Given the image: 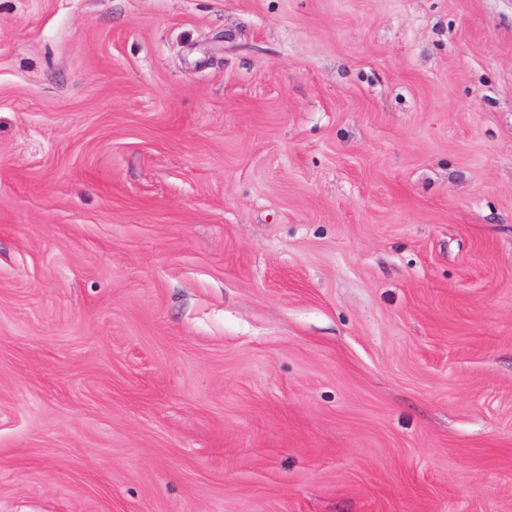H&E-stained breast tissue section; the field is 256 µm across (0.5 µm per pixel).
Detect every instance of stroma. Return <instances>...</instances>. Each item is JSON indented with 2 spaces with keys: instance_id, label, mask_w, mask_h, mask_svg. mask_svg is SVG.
<instances>
[{
  "instance_id": "obj_1",
  "label": "stroma",
  "mask_w": 512,
  "mask_h": 512,
  "mask_svg": "<svg viewBox=\"0 0 512 512\" xmlns=\"http://www.w3.org/2000/svg\"><path fill=\"white\" fill-rule=\"evenodd\" d=\"M0 512H512V0H0Z\"/></svg>"
}]
</instances>
